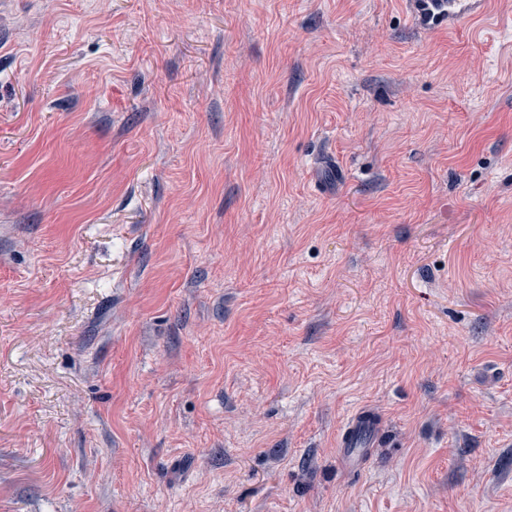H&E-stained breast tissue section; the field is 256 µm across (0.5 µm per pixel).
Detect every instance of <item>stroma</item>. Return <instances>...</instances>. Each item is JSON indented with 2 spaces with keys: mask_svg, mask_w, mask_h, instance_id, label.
<instances>
[{
  "mask_svg": "<svg viewBox=\"0 0 512 512\" xmlns=\"http://www.w3.org/2000/svg\"><path fill=\"white\" fill-rule=\"evenodd\" d=\"M0 512H512V0H0ZM412 25L420 31L430 32L439 27L454 31L470 17L483 14L486 0H405ZM376 423L374 418L356 414L344 427L340 438L339 446L343 448L344 454L352 456L356 448H369L372 438L375 435Z\"/></svg>",
  "mask_w": 512,
  "mask_h": 512,
  "instance_id": "1",
  "label": "stroma"
}]
</instances>
